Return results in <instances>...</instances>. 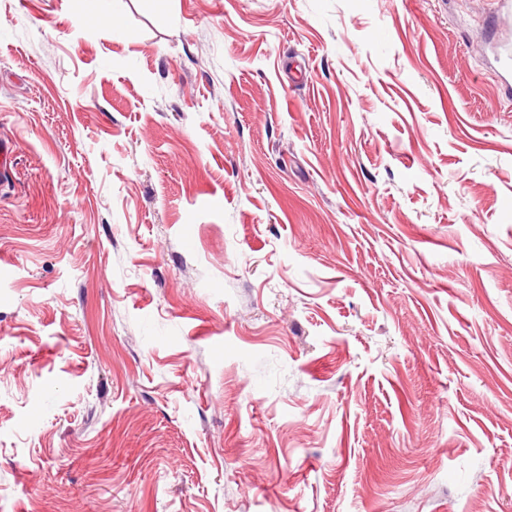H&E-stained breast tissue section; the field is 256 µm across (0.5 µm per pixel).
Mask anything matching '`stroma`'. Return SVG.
I'll list each match as a JSON object with an SVG mask.
<instances>
[{
  "label": "stroma",
  "mask_w": 512,
  "mask_h": 512,
  "mask_svg": "<svg viewBox=\"0 0 512 512\" xmlns=\"http://www.w3.org/2000/svg\"><path fill=\"white\" fill-rule=\"evenodd\" d=\"M0 0V512H512L497 0Z\"/></svg>",
  "instance_id": "35a3bbf8"
}]
</instances>
